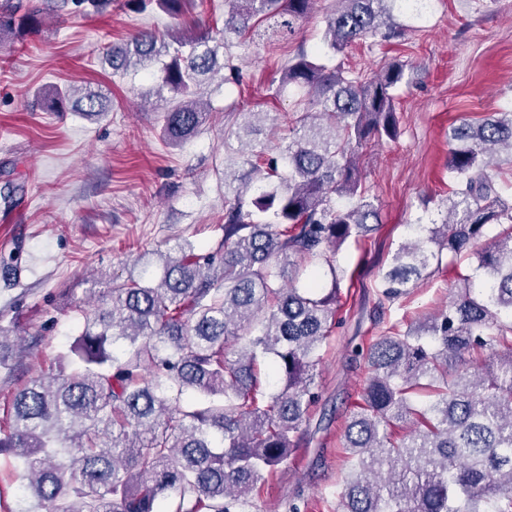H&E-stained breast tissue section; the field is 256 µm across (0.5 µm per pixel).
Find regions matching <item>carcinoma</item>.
<instances>
[{
	"label": "carcinoma",
	"instance_id": "1",
	"mask_svg": "<svg viewBox=\"0 0 512 512\" xmlns=\"http://www.w3.org/2000/svg\"><path fill=\"white\" fill-rule=\"evenodd\" d=\"M314 0H224V33L274 21L295 32ZM321 46L285 61L278 91L302 93L289 142L269 157L252 135L257 112L224 133V224L203 254L188 239L161 255L151 280L112 279L106 306L82 328L55 372L14 392L0 425L10 462L35 505L19 512H249V494L305 441L319 399L314 371L336 325V250L366 242L378 207L356 157L398 133L395 91L405 64L369 77L320 57L355 42H387L403 28L396 0H336ZM174 20L191 0H124ZM102 14L112 0H61ZM23 0H0V38L42 26ZM211 31L138 32L105 48L114 71L161 64L164 140L179 147L210 113L202 78L238 71ZM54 109L98 117L101 94L52 90ZM454 188L441 223L410 224L378 285V307L409 294L432 266L468 254L478 279L457 275L448 304L396 324L356 350L369 375L344 429L341 512H512V205L491 168L512 161V109L449 129ZM499 231L488 236L489 226ZM484 241L479 248L475 243Z\"/></svg>",
	"mask_w": 512,
	"mask_h": 512
}]
</instances>
